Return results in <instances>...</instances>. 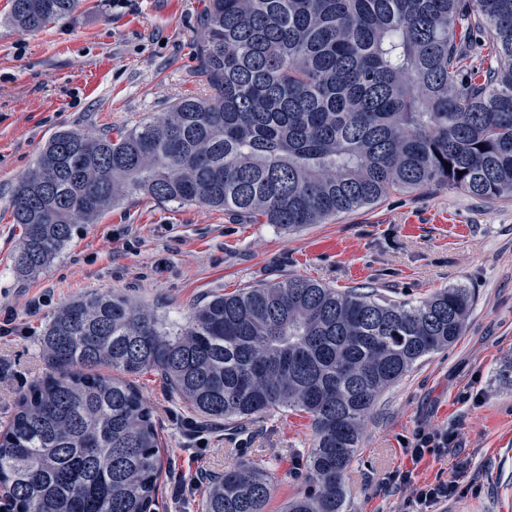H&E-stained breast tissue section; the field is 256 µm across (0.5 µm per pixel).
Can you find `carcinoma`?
Listing matches in <instances>:
<instances>
[{
  "instance_id": "obj_1",
  "label": "carcinoma",
  "mask_w": 512,
  "mask_h": 512,
  "mask_svg": "<svg viewBox=\"0 0 512 512\" xmlns=\"http://www.w3.org/2000/svg\"><path fill=\"white\" fill-rule=\"evenodd\" d=\"M77 4L12 0L9 21L36 32ZM466 9L496 42L478 85L456 70ZM198 28L206 94L114 137L58 130L18 179L20 274L139 195L284 231L436 184L512 198V0H207ZM472 308L464 285L392 302L302 277L214 294L184 323L121 295L77 296L43 329L52 371L0 433L7 512H154L161 439L134 382L147 372L226 426L308 415L313 488L285 512H352L345 473L365 419L462 336ZM272 488L265 467L240 465L210 483L205 512H264Z\"/></svg>"
}]
</instances>
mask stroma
<instances>
[{"mask_svg":"<svg viewBox=\"0 0 512 512\" xmlns=\"http://www.w3.org/2000/svg\"><path fill=\"white\" fill-rule=\"evenodd\" d=\"M10 5L0 0V316L12 311L17 330L0 337V432L19 391L49 371L44 325L83 293L122 294L180 321L213 294L291 276L413 302L462 284L474 294L463 335L381 394L345 481L355 512H400L404 493H385L380 481L405 464L404 439L452 424L459 450L425 457L415 480L454 473L465 492L431 512H500L495 488H512V386L497 376L512 361V199L439 184L286 232L221 209L136 196L77 225L51 265L21 276L14 256L22 228L11 205L17 179L56 130L126 129L179 96L203 93L196 39L204 2L79 0L73 13L35 33L5 24ZM135 382L155 409L163 443L157 512H205L208 487L176 491V469L218 474L263 465L274 476L267 512H282L308 487L306 414L262 413L232 430L214 421L189 453L186 425L196 414L157 374Z\"/></svg>","mask_w":512,"mask_h":512,"instance_id":"stroma-1","label":"stroma"}]
</instances>
